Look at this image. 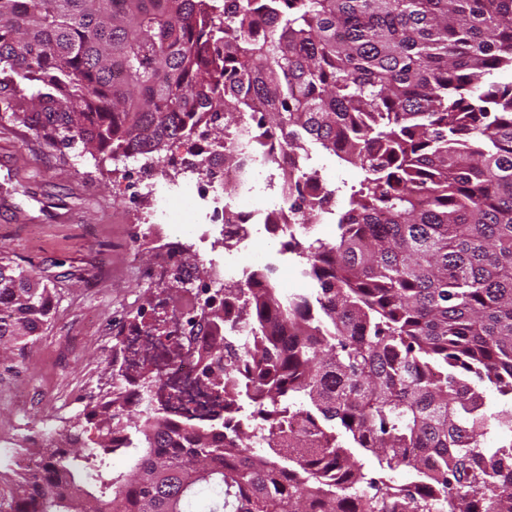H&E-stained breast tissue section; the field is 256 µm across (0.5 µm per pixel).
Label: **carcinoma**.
Listing matches in <instances>:
<instances>
[{
  "label": "carcinoma",
  "instance_id": "cac0c4a2",
  "mask_svg": "<svg viewBox=\"0 0 512 512\" xmlns=\"http://www.w3.org/2000/svg\"><path fill=\"white\" fill-rule=\"evenodd\" d=\"M506 67L512 0H0V110L52 145L158 166L247 112L293 158L361 172L336 240H294L313 293L254 270L212 307L224 414L95 405L98 447L72 422L0 512H197L205 492L209 512H512V406L485 396L512 402ZM310 178L304 227L336 193ZM51 298L0 250V350L40 336ZM363 452L417 479L376 478Z\"/></svg>",
  "mask_w": 512,
  "mask_h": 512
}]
</instances>
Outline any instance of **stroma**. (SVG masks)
Wrapping results in <instances>:
<instances>
[{"instance_id": "35a3bbf8", "label": "stroma", "mask_w": 512, "mask_h": 512, "mask_svg": "<svg viewBox=\"0 0 512 512\" xmlns=\"http://www.w3.org/2000/svg\"><path fill=\"white\" fill-rule=\"evenodd\" d=\"M188 156L181 146L149 170L140 159L49 145L0 112V250L56 290L41 336L0 359V439L17 455L55 446L95 388L123 384L130 331L162 334L191 290L211 283L208 258L223 254L224 237L185 182ZM149 180L166 187L163 199L145 194ZM176 223L196 258L189 284L165 262Z\"/></svg>"}]
</instances>
